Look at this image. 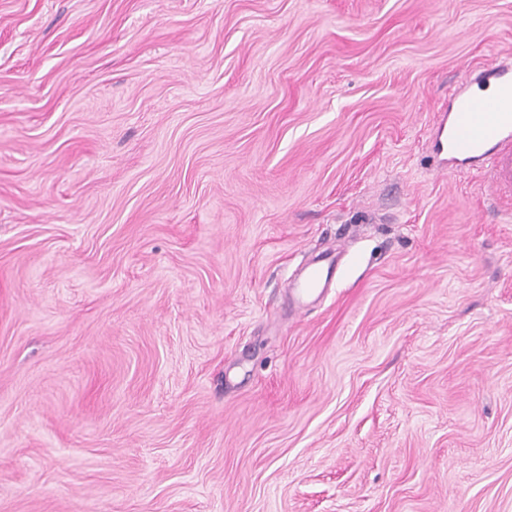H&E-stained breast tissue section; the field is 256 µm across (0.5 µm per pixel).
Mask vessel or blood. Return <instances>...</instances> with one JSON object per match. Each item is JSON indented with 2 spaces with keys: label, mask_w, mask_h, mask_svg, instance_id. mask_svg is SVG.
<instances>
[{
  "label": "vessel or blood",
  "mask_w": 512,
  "mask_h": 512,
  "mask_svg": "<svg viewBox=\"0 0 512 512\" xmlns=\"http://www.w3.org/2000/svg\"><path fill=\"white\" fill-rule=\"evenodd\" d=\"M493 87L494 97L482 99L480 90ZM449 109L433 129V152L441 156L449 174L466 165L478 166L501 209L512 210V59H496L470 72L448 96ZM334 264L308 270L302 293L321 288L331 279Z\"/></svg>",
  "instance_id": "b4317fda"
}]
</instances>
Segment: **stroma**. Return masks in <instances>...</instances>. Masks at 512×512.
<instances>
[{
	"instance_id": "obj_1",
	"label": "stroma",
	"mask_w": 512,
	"mask_h": 512,
	"mask_svg": "<svg viewBox=\"0 0 512 512\" xmlns=\"http://www.w3.org/2000/svg\"><path fill=\"white\" fill-rule=\"evenodd\" d=\"M509 54L512 0H0V512H512V214L428 152ZM326 260H328L326 268L321 263L310 267L300 286V295H304L306 293L313 292L318 288H321L324 283H326L329 279L332 278L333 271L335 270L336 261L334 258H325L323 261Z\"/></svg>"
}]
</instances>
